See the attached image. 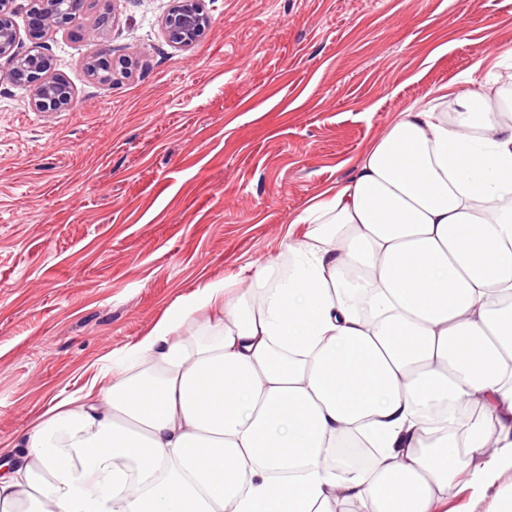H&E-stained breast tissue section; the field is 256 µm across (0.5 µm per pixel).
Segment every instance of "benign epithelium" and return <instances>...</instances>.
I'll return each mask as SVG.
<instances>
[{"label": "benign epithelium", "mask_w": 512, "mask_h": 512, "mask_svg": "<svg viewBox=\"0 0 512 512\" xmlns=\"http://www.w3.org/2000/svg\"><path fill=\"white\" fill-rule=\"evenodd\" d=\"M14 2L0 0V60H5L8 65L5 77L32 87L31 105L36 110H59L71 106L73 91L69 83L61 78L48 77L53 66L52 58L42 50H20ZM85 2L69 0V9L63 10L57 6L47 13L44 10L46 0H30L27 26L35 36L53 27L66 26L73 21L74 14L83 9ZM210 23L203 0H173V5L162 18L169 42L178 48L190 45Z\"/></svg>", "instance_id": "obj_1"}]
</instances>
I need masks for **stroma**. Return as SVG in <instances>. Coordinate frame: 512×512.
I'll return each mask as SVG.
<instances>
[{"mask_svg": "<svg viewBox=\"0 0 512 512\" xmlns=\"http://www.w3.org/2000/svg\"><path fill=\"white\" fill-rule=\"evenodd\" d=\"M169 0H87L43 43L71 107L0 76V448L95 362L212 280L285 262L309 202L409 105L512 52V0H205L166 42ZM100 27L131 72L90 76ZM462 471L435 512H494L512 464ZM210 23L203 0H173L162 18L169 42L178 48L190 45Z\"/></svg>", "mask_w": 512, "mask_h": 512, "instance_id": "obj_1", "label": "stroma"}]
</instances>
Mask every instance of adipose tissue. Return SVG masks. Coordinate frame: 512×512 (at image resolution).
<instances>
[{"mask_svg":"<svg viewBox=\"0 0 512 512\" xmlns=\"http://www.w3.org/2000/svg\"><path fill=\"white\" fill-rule=\"evenodd\" d=\"M439 87L297 218L0 454V512H432L512 447V55ZM208 318L192 334L184 326ZM378 449L358 470L341 453Z\"/></svg>","mask_w":512,"mask_h":512,"instance_id":"ef3b65f1","label":"adipose tissue"}]
</instances>
